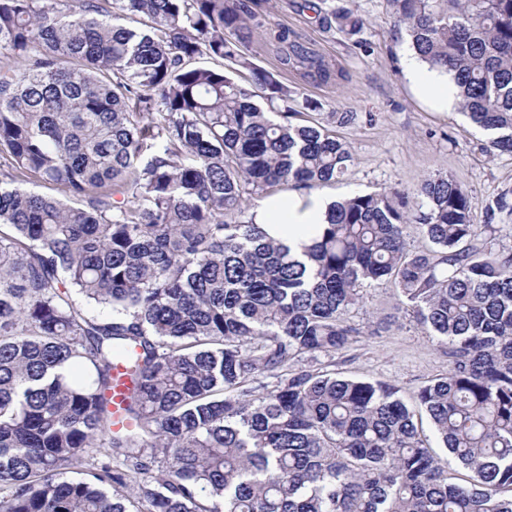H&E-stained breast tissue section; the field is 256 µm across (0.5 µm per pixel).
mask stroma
I'll list each match as a JSON object with an SVG mask.
<instances>
[{"instance_id":"stroma-1","label":"stroma","mask_w":512,"mask_h":512,"mask_svg":"<svg viewBox=\"0 0 512 512\" xmlns=\"http://www.w3.org/2000/svg\"><path fill=\"white\" fill-rule=\"evenodd\" d=\"M260 3L268 30H288L345 73L344 78L306 87L307 96L320 101L324 111L355 114L353 124L337 130L349 143L354 164L342 181L324 185V192L343 198L386 187L414 198L426 178L450 176L468 190L476 223L486 222L492 198L501 190H512V155H488L483 134L458 106L439 111L417 94L408 70L413 52L390 0ZM339 8L363 18L359 37L323 24V16ZM349 320L359 334L334 356H320L327 369L394 384L409 403L421 385L447 371L445 350L422 333L392 283L364 289Z\"/></svg>"}]
</instances>
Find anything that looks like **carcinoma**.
<instances>
[{
  "label": "carcinoma",
  "instance_id": "cac0c4a2",
  "mask_svg": "<svg viewBox=\"0 0 512 512\" xmlns=\"http://www.w3.org/2000/svg\"><path fill=\"white\" fill-rule=\"evenodd\" d=\"M391 2L486 151L512 153V0ZM259 7L0 0V512H512V249L440 175L335 204L302 260L265 241L249 210L343 178L354 113L295 122L333 69L281 31L300 81L257 66ZM382 281L448 350L417 400L464 484L395 386L288 368L345 349ZM127 351L134 426L114 433ZM419 428L422 429L423 434L429 438L430 444L434 455L439 465L448 473V478L453 482H463L468 478L469 472L462 468L448 452L446 448L440 447L434 438L433 430L429 420L423 416L421 423L419 421Z\"/></svg>",
  "mask_w": 512,
  "mask_h": 512
}]
</instances>
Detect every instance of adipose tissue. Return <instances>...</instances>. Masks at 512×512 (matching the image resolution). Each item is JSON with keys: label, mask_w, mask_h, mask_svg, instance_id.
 Listing matches in <instances>:
<instances>
[{"label": "adipose tissue", "mask_w": 512, "mask_h": 512, "mask_svg": "<svg viewBox=\"0 0 512 512\" xmlns=\"http://www.w3.org/2000/svg\"><path fill=\"white\" fill-rule=\"evenodd\" d=\"M335 202L326 192L288 190L260 199L251 215L270 238L299 257L314 241L316 230L326 223Z\"/></svg>", "instance_id": "adipose-tissue-1"}]
</instances>
